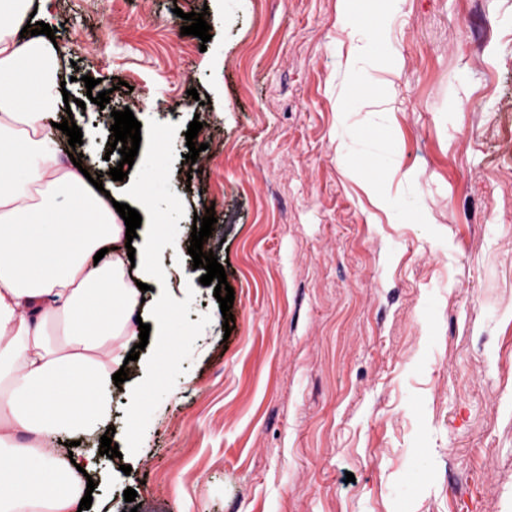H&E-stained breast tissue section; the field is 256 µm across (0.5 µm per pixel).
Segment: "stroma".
<instances>
[{
	"mask_svg": "<svg viewBox=\"0 0 512 512\" xmlns=\"http://www.w3.org/2000/svg\"><path fill=\"white\" fill-rule=\"evenodd\" d=\"M363 3L354 31L339 0H32L78 101L62 166L122 201L102 110L180 124L161 264L212 316L136 454L81 436L89 512H512V0ZM210 208L229 322L188 252Z\"/></svg>",
	"mask_w": 512,
	"mask_h": 512,
	"instance_id": "35a3bbf8",
	"label": "stroma"
}]
</instances>
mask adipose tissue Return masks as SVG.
<instances>
[{
	"mask_svg": "<svg viewBox=\"0 0 512 512\" xmlns=\"http://www.w3.org/2000/svg\"><path fill=\"white\" fill-rule=\"evenodd\" d=\"M29 6L0 0V512H77L84 476L57 443L109 415L143 293L124 220L59 166L46 122L54 50L20 38ZM104 248L111 261L95 263Z\"/></svg>",
	"mask_w": 512,
	"mask_h": 512,
	"instance_id": "obj_1",
	"label": "adipose tissue"
}]
</instances>
